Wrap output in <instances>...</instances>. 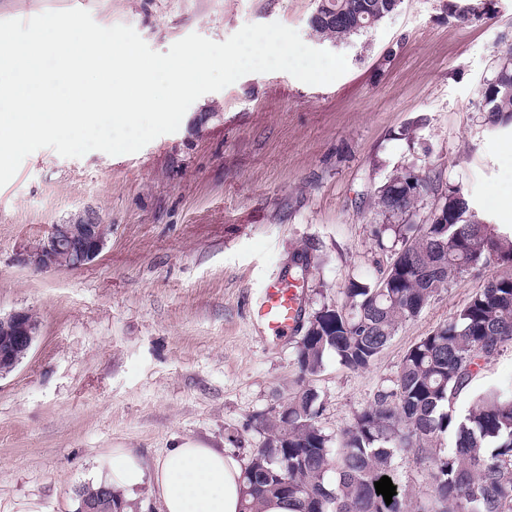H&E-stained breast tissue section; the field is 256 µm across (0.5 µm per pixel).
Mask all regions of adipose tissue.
Listing matches in <instances>:
<instances>
[{"instance_id": "ef3b65f1", "label": "adipose tissue", "mask_w": 512, "mask_h": 512, "mask_svg": "<svg viewBox=\"0 0 512 512\" xmlns=\"http://www.w3.org/2000/svg\"><path fill=\"white\" fill-rule=\"evenodd\" d=\"M98 480L126 495L151 482L161 512L242 510L241 463L195 440L177 444L149 465L138 461L131 449H113L101 463Z\"/></svg>"}]
</instances>
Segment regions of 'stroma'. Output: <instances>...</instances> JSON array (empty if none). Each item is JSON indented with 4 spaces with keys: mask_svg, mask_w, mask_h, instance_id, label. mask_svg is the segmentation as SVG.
<instances>
[{
    "mask_svg": "<svg viewBox=\"0 0 512 512\" xmlns=\"http://www.w3.org/2000/svg\"><path fill=\"white\" fill-rule=\"evenodd\" d=\"M470 2L400 0L335 44L310 27L317 0H0V20L82 8L163 53L191 33L222 42L279 22L349 66L328 85L246 74L137 153L44 148L0 187V315L27 309L39 323L28 355L0 377V512L27 500L78 512V490L114 448L149 462L193 439L249 463L263 440L255 418L301 386L318 393V424L336 436L393 388L413 344L501 274L490 263L452 280L360 370L330 355L302 375L298 336L268 343L251 318L252 295L302 251L306 315L345 305L350 282L377 281L394 249L375 234L374 195L407 166L462 187L512 229L497 207L512 193V127L477 110L498 46L512 42V0L476 22L450 15L449 4ZM88 212L112 227L94 262L21 264L51 225ZM489 387L512 390V346L482 364L458 410Z\"/></svg>",
    "mask_w": 512,
    "mask_h": 512,
    "instance_id": "35a3bbf8",
    "label": "stroma"
}]
</instances>
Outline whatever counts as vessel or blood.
<instances>
[{"instance_id": "b4317fda", "label": "vessel or blood", "mask_w": 512, "mask_h": 512, "mask_svg": "<svg viewBox=\"0 0 512 512\" xmlns=\"http://www.w3.org/2000/svg\"><path fill=\"white\" fill-rule=\"evenodd\" d=\"M304 288V282L281 272L263 285L252 313L269 339H281L295 332L303 317Z\"/></svg>"}]
</instances>
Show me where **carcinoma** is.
<instances>
[{"label":"carcinoma","mask_w":512,"mask_h":512,"mask_svg":"<svg viewBox=\"0 0 512 512\" xmlns=\"http://www.w3.org/2000/svg\"><path fill=\"white\" fill-rule=\"evenodd\" d=\"M395 0H318L312 31L342 41L392 12ZM498 65L482 91L479 111L494 125L512 126V43L497 50ZM405 170L393 173L376 195L388 221L382 232L400 242L383 277L372 284L351 282L349 309L322 306L302 336L297 361L314 375L327 355L350 369L367 368L399 328L417 317L448 283L494 262L507 269L478 291L448 323L421 338L404 355L393 389L377 396L344 430L336 449L318 425V394L301 388L260 414L256 427L267 434L243 473L242 512H261L264 500L299 501L302 512H512V391L489 388L469 409H456L480 369L512 344V237L486 223L469 195L440 190L429 173L422 191L441 198V220L406 224L423 198L402 189ZM449 444L438 447L439 437ZM413 457L427 467L430 494L396 493L386 504L374 483L396 481L395 460ZM81 504L96 512H122L112 488L88 485Z\"/></svg>","instance_id":"1"}]
</instances>
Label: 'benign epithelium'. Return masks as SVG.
<instances>
[{
    "instance_id": "1",
    "label": "benign epithelium",
    "mask_w": 512,
    "mask_h": 512,
    "mask_svg": "<svg viewBox=\"0 0 512 512\" xmlns=\"http://www.w3.org/2000/svg\"><path fill=\"white\" fill-rule=\"evenodd\" d=\"M111 226L96 218L78 224H55L45 239L24 257V263L39 270L78 269L96 260L104 250ZM38 325L27 309L0 316V333L32 348Z\"/></svg>"
}]
</instances>
